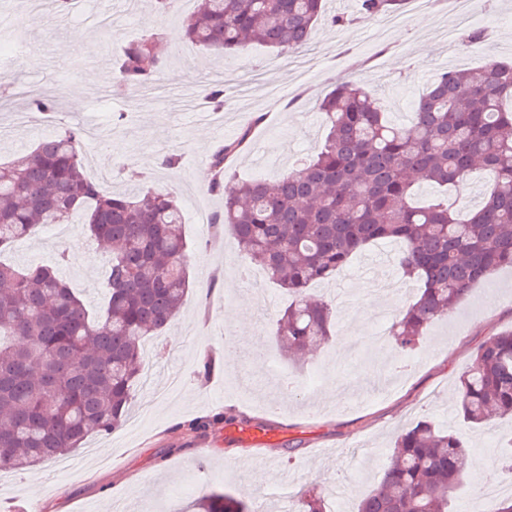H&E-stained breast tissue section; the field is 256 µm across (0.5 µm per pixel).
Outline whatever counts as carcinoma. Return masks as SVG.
<instances>
[{"label":"carcinoma","mask_w":512,"mask_h":512,"mask_svg":"<svg viewBox=\"0 0 512 512\" xmlns=\"http://www.w3.org/2000/svg\"><path fill=\"white\" fill-rule=\"evenodd\" d=\"M404 0H361L364 17L398 10ZM324 17V0H199L186 34L201 49L233 55L254 42L297 54ZM164 67L154 39L123 50L109 81L117 92L152 84ZM512 63L440 74L397 125L357 81L337 85L317 103L329 133L302 166L275 181L237 182L230 161L250 130L210 155L211 189L224 195L214 232L228 228L241 256L286 291L290 304L276 340L298 359L333 339L334 310L309 298V285L347 267L366 247L402 243V272L420 283L392 324L395 349L408 353L476 283L512 267ZM31 112L57 101L33 95ZM83 131L68 126L30 152L0 163V252L40 224H83L112 245L96 320L56 268L0 262V466L24 470L62 457L121 426L141 374L140 343L174 318L190 288L189 243L171 192L118 196L85 173ZM476 169L492 183L480 208L459 218L448 199L413 203V178L456 186ZM466 424L512 417V331L473 355L460 380ZM468 448L460 435L421 420L401 434L379 485L358 512H449L463 483ZM199 512H247L243 500L212 493Z\"/></svg>","instance_id":"1"}]
</instances>
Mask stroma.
Here are the masks:
<instances>
[{
    "label": "stroma",
    "mask_w": 512,
    "mask_h": 512,
    "mask_svg": "<svg viewBox=\"0 0 512 512\" xmlns=\"http://www.w3.org/2000/svg\"><path fill=\"white\" fill-rule=\"evenodd\" d=\"M26 26L40 58L17 54L0 42V56L13 73L0 81V98L13 112L0 114V161L33 149L63 125L100 119L98 135H84L86 172L110 192L141 189L177 195L190 244L191 287L172 323L145 337L144 377L135 392V426L89 437L85 448L67 455V468L48 462L25 471H0V512H193L196 500L213 491L244 497L263 512H281L268 486L287 484V493H318L326 512H357L390 461L397 435L427 418L459 432L470 458L494 470L502 440L512 438V419L464 424L457 415L460 376L477 348L512 330V267L476 284L447 318L431 324L421 345L406 357L391 342H377L378 311L396 317L417 293L398 263L400 246L372 245L331 279L312 283L313 296L336 309L332 344L306 360L289 362L276 347V320L287 294L260 267L244 262L232 234L203 233L200 212L224 209L211 192L208 158L217 142L250 129V141L232 170L241 180H274L313 155L327 134L315 103L336 85L358 80L376 94L384 111L408 123L417 98L445 71L475 69L491 60L512 59V0H478L475 18L452 13L450 0H406L392 17L357 20L358 0H327L302 52L300 64L278 66L276 53L253 45L219 58L205 53L184 33L182 21L195 0H175L159 13L151 0H134V13L113 17L109 30L94 27L99 0L59 14L53 0ZM351 17L334 26L329 16ZM466 32L482 41L464 46ZM153 35L165 59L148 97L112 92L107 76L123 49ZM224 82L221 113L204 115L201 86ZM83 86L79 100L71 91ZM59 103L55 121L26 109L29 92ZM181 155L179 166H163L164 155ZM68 250L66 264L58 254ZM7 262L58 266L63 279L92 312L106 303L108 246L80 224L34 230L10 246ZM244 325L224 358V332L233 317ZM216 368L197 373L206 355ZM266 429L278 437L271 446L249 445L227 436L226 428ZM210 455H199L200 444Z\"/></svg>",
    "instance_id": "1"
}]
</instances>
